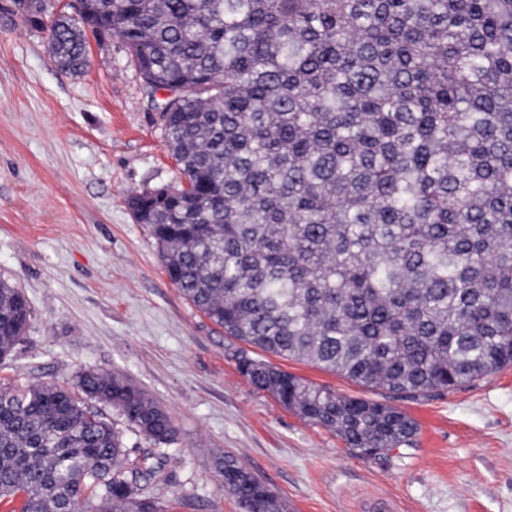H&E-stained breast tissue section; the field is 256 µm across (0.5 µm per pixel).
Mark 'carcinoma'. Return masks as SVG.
I'll use <instances>...</instances> for the list:
<instances>
[{"label": "carcinoma", "instance_id": "obj_1", "mask_svg": "<svg viewBox=\"0 0 512 512\" xmlns=\"http://www.w3.org/2000/svg\"><path fill=\"white\" fill-rule=\"evenodd\" d=\"M35 28L47 0H16ZM50 53L72 74L86 29L120 38L154 93L185 183L135 195L171 282L224 334L396 396L451 391L512 364V0H70ZM27 298L0 279V360ZM241 373L369 458L417 423L263 358ZM77 391L0 388V497L22 512H162L171 417L125 376ZM112 406L153 445L130 457ZM245 512L285 504L237 458Z\"/></svg>", "mask_w": 512, "mask_h": 512}]
</instances>
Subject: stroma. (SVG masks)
<instances>
[{
  "instance_id": "35a3bbf8",
  "label": "stroma",
  "mask_w": 512,
  "mask_h": 512,
  "mask_svg": "<svg viewBox=\"0 0 512 512\" xmlns=\"http://www.w3.org/2000/svg\"><path fill=\"white\" fill-rule=\"evenodd\" d=\"M83 73L62 72L48 29L0 0V278L26 295L25 338L0 361V386L70 385L121 373L172 417L178 440L163 512H242L217 460L232 454L287 512H512V366L396 407L419 425L413 447L359 456L238 371L225 336L173 285L130 196L176 184L156 109L119 38L89 37ZM247 349V348H244ZM250 356L261 351L247 349ZM271 363L339 394L386 391L295 360Z\"/></svg>"
}]
</instances>
